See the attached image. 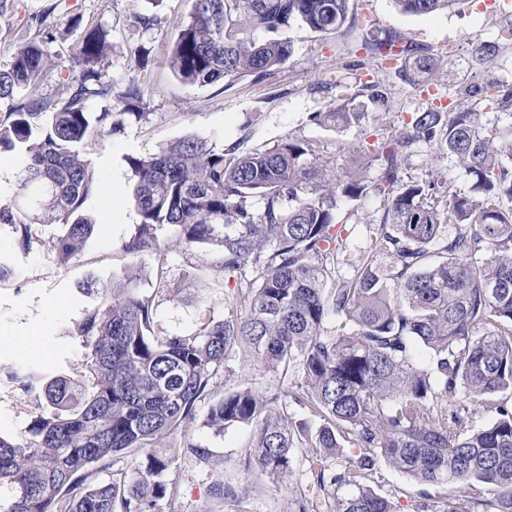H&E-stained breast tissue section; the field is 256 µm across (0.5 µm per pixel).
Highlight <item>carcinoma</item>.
<instances>
[{
	"label": "carcinoma",
	"instance_id": "cac0c4a2",
	"mask_svg": "<svg viewBox=\"0 0 512 512\" xmlns=\"http://www.w3.org/2000/svg\"><path fill=\"white\" fill-rule=\"evenodd\" d=\"M404 13L426 15L461 0H394ZM186 21L168 65L189 85L229 88L286 65L292 43L278 34L295 24L325 36L362 28L367 63H397L414 86L428 84L436 54L392 30H377L349 14V0H188ZM269 34L256 40L252 32ZM512 51V20L496 38L474 39L482 66ZM112 29L87 30L70 60L77 75L55 96L40 91L49 66L36 39L18 46L0 67V154L17 161L13 203L0 223L19 224L29 249L33 224H61L55 253L78 256L96 221L86 204L99 179L86 147L112 134L141 111L140 83L114 92L108 77ZM336 106L311 120L328 128L360 123L367 104L384 105L376 80L351 86L322 81ZM448 111L415 113L395 138L369 150L377 164L371 182L312 161L315 147L289 138L269 148L245 141L218 149L188 136L154 154L129 156L135 178L131 202L139 216L124 250L137 266L112 287L90 276L81 291L109 297L87 308L71 335L88 349L86 374L29 369L20 379L46 407L25 434L0 436V512H176L179 487L164 479L173 459L157 442L180 440L184 457L199 468L210 453L191 442L199 402L213 377L236 354L297 381L273 393L250 387L224 393L207 424L217 430L253 427L247 467L273 481L292 472L298 438L325 458L315 478L327 512H393L388 498L368 485L385 463L422 485L448 483L462 492L486 487L512 512V125L492 134L477 108L512 116V85L471 79L460 83ZM106 103L102 112L94 111ZM424 143L457 158L471 178L468 192L403 176L405 154ZM374 192L387 198L374 248L356 274L333 278L328 261L346 248L337 230L341 201ZM260 203H255V200ZM458 226L442 238L443 222ZM169 227L188 251L217 256L224 277L238 278L232 312L217 320L200 312L193 327L168 331L147 295L148 259L165 251L159 231ZM443 259L427 263L430 246ZM392 259L391 268L377 257ZM258 276L243 277L247 269ZM336 331H325L328 320ZM424 348L430 359L414 358ZM307 406L319 426L310 433L289 417L288 400ZM492 409L488 425L466 431V405ZM135 468L119 481L106 473L118 459Z\"/></svg>",
	"mask_w": 512,
	"mask_h": 512
}]
</instances>
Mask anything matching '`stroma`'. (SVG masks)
<instances>
[{
    "mask_svg": "<svg viewBox=\"0 0 512 512\" xmlns=\"http://www.w3.org/2000/svg\"><path fill=\"white\" fill-rule=\"evenodd\" d=\"M53 3L59 17L80 16V28L46 37L39 20ZM349 8L358 19L430 46L441 56L442 65L424 92L409 85L397 69L376 71L375 79L388 92L386 111L369 109L360 126L336 130L312 122V113L327 111L332 104L330 95L315 92L312 86L323 80H353L356 63L365 58L358 33L326 37L292 26L284 33L293 43L286 66L260 80L244 78L227 89L220 83L182 84L166 65L187 15V0H14L12 8L0 15V67L10 63L19 45L42 40L51 64L40 88L48 95L56 94L67 78L69 61L85 29L111 28L110 76L117 86L125 84L130 57L143 50L149 54L147 67L137 73L145 90L146 120L128 124L88 148L100 195L91 206L97 230L82 253L66 264L57 261L54 243L63 232L62 225H33L34 242L24 252L18 246L20 226L0 223V436H20L37 412L35 394L22 392L16 375L32 366L60 369L75 378L85 372L87 351L82 340L67 333L89 303L81 293L82 283L91 274L111 281L133 262L123 249L138 222L130 202L134 181L127 156L157 152L185 136L207 139L219 148L242 137L251 147H270L293 137L313 143L321 160L338 174L354 172L359 144L391 140L414 112L429 107L444 110L453 103L456 85L475 74L470 54L473 38L494 39L504 15L512 14V0H465L459 8L427 15L402 13L394 0H350ZM143 17L154 19V26L143 28L139 23ZM404 173L412 181L439 180L464 191L469 188L456 160L436 158L430 144L411 149ZM385 208L384 198L375 194L340 205L336 217L344 227L348 248L335 267L338 278L353 275ZM159 236L166 259L162 267L152 269L143 286L159 302L158 319L170 331L181 332L192 326L199 310L223 317L234 294V279L225 278L212 253L185 251L167 228ZM281 384L280 371L239 356L225 362L190 431L192 441L209 450V468L192 467L179 443L162 440L174 459L166 478L180 489L178 512H299L305 501L321 506L313 483L317 456L307 444L299 445L291 475L274 483L245 467L250 427L232 426L218 432L206 423L210 405L225 391L249 386L272 392ZM216 481L231 486L233 495H211L209 487ZM372 485L391 501L394 512H417L422 502L430 512H440L448 493L444 485L421 489L385 464L374 473Z\"/></svg>",
    "mask_w": 512,
    "mask_h": 512,
    "instance_id": "1",
    "label": "stroma"
}]
</instances>
